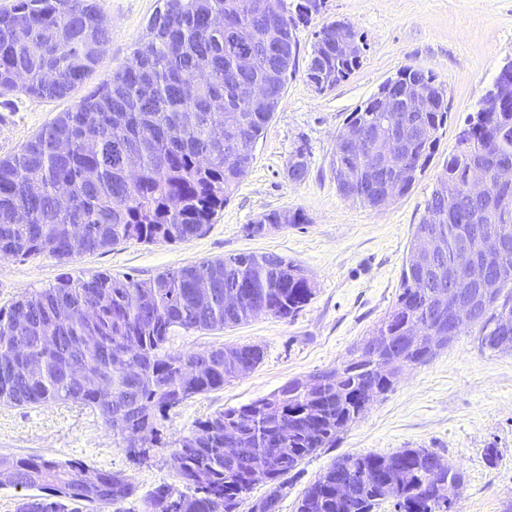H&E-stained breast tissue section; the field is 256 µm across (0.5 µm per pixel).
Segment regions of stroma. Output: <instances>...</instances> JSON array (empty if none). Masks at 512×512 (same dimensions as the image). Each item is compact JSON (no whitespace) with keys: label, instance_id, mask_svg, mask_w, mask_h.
<instances>
[{"label":"stroma","instance_id":"stroma-1","mask_svg":"<svg viewBox=\"0 0 512 512\" xmlns=\"http://www.w3.org/2000/svg\"><path fill=\"white\" fill-rule=\"evenodd\" d=\"M110 38L82 88L48 101L22 93L0 95V158L13 153L58 112L77 103L113 70L127 63L157 0H97ZM343 20L362 36L360 67L334 89L316 91L304 76L322 20ZM296 69L265 128L254 160L209 232L184 244L129 243L80 259V270H107L145 279L209 257L274 252L301 264L315 283L312 300L294 319L269 314L204 335L175 337V350L212 343L255 344L263 363L223 390L188 400L164 423L167 435L185 434L196 419L250 402L292 378L333 368L370 336L396 301L412 232L434 189L435 175L456 148L457 136L477 111L500 68L512 60V0H325L322 19L299 27ZM433 72L448 87V123L438 150L408 194L375 211L344 198L330 162L346 117L405 66ZM305 148L308 179L289 181L288 159ZM304 213L305 223L252 236L249 224L273 210ZM52 258H0V306L65 272ZM430 448L462 474L454 512H505L512 504V352L481 351L473 336H458L430 361L405 369L393 389L368 407L336 447L306 458L289 480L278 512L295 502L344 453H392ZM40 453L79 459L129 474L136 496L121 512H145L158 485H178L170 451L154 449L142 464L116 448L100 419L77 405L0 406V455Z\"/></svg>","mask_w":512,"mask_h":512}]
</instances>
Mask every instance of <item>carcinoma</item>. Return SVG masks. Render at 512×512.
I'll use <instances>...</instances> for the list:
<instances>
[{
	"mask_svg": "<svg viewBox=\"0 0 512 512\" xmlns=\"http://www.w3.org/2000/svg\"><path fill=\"white\" fill-rule=\"evenodd\" d=\"M261 0H160L146 33L125 65L94 91L43 126L13 154L0 158V256L22 261L53 257L68 264L131 242L176 245L206 235L218 211L232 198L254 159L256 145L285 94L288 78L276 79L265 57ZM282 14L283 73L295 71L299 25L322 14L325 0H267ZM258 32L255 64L247 80L269 87L266 103L236 98L235 28ZM306 78L316 90L333 89L359 68L362 58L336 44V22L314 33ZM109 30L96 0H14L0 11V91L41 99H63L82 86L99 63ZM398 76L436 84L430 112H374L361 105L343 129L370 128L382 134L404 125L423 130L377 174L359 156L344 151L331 161L338 192L366 208L389 188L387 171L397 163L417 168L396 191L401 197L423 175L448 123L446 85L413 66ZM249 112L243 128L234 113ZM70 148L60 152L55 144ZM512 162V102L504 112H478L459 136L457 149L436 174L426 203L428 216L412 239L437 227L448 233V251L432 262L412 265L408 248L396 302L373 335L385 337L378 358L400 352L409 329L434 324L448 266L462 245L476 247L475 232L492 230L502 242L501 265L512 268V184L495 180L493 167ZM288 179L309 175L303 150L288 161ZM488 194L474 196L476 176ZM305 223L298 210H274L260 224ZM210 285L211 297L197 294ZM512 284L505 279L495 304L479 306L462 334L477 329L483 351L496 352L497 338L512 336ZM237 288V307H224V291ZM314 296V284L295 261L275 253H239L204 258L147 279L114 276L106 270L64 273L43 288L20 293L0 307V404L37 408L77 404L112 430L116 447L136 463L155 448L170 449L179 491L163 483L146 500V512H277L288 476L360 420V395L388 392L394 377L376 370L377 358L350 352L340 365L312 374L316 385L299 389L293 378L267 396L196 420L188 433L164 440L162 424L188 400L224 389L263 361L258 345L215 344L172 351L175 336L218 332L250 319L256 303L269 314L292 319ZM66 306L61 318L56 310ZM23 322V337L15 325ZM42 362L39 372L30 364ZM79 366L100 381L82 387L70 376ZM237 432L239 453L224 456L225 432ZM428 448L389 454L347 453L338 457L301 494L296 512H375L387 501L402 512H448V493L459 495L463 478L439 468ZM20 489L15 512H111L137 493L123 470L81 460L42 455H4ZM256 466L269 473L266 492L247 502ZM381 472L388 485L363 483L359 475Z\"/></svg>",
	"mask_w": 512,
	"mask_h": 512,
	"instance_id": "1",
	"label": "carcinoma"
}]
</instances>
